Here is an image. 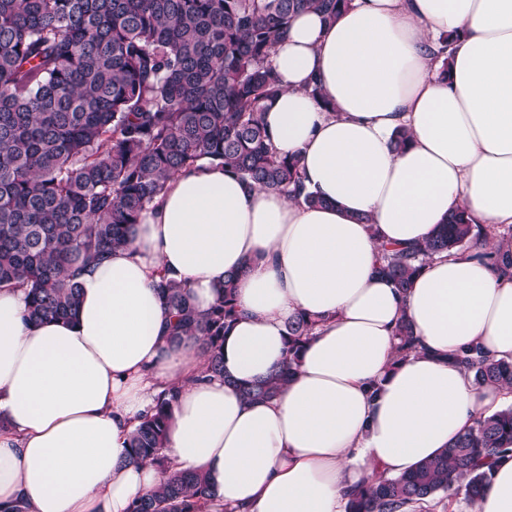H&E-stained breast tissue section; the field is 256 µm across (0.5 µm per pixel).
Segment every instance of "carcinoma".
<instances>
[{
  "instance_id": "cac0c4a2",
  "label": "carcinoma",
  "mask_w": 512,
  "mask_h": 512,
  "mask_svg": "<svg viewBox=\"0 0 512 512\" xmlns=\"http://www.w3.org/2000/svg\"><path fill=\"white\" fill-rule=\"evenodd\" d=\"M351 0H0V288L24 293L32 323L69 322L79 278L128 247L136 224L181 169L207 161L261 189L308 205L301 164L272 146L264 122L279 93L275 47L291 20L314 10L333 20ZM466 206L448 213L422 244L383 248L380 273L405 292L424 263L460 250L473 235ZM238 275L224 277L215 303L199 311L186 285L159 273L170 323L166 339L200 341L204 372L224 376V333L239 315ZM315 319H288V360L239 385L248 401L281 392ZM398 351L415 348L402 318ZM458 361L481 387L512 392V361L478 346ZM177 392L162 393L129 437V455L163 471L130 512H210L206 478L171 470L166 435ZM512 454V408L479 417L437 456L395 477L366 479L348 512L424 509L465 491L475 506L494 459Z\"/></svg>"
}]
</instances>
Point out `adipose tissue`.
Returning <instances> with one entry per match:
<instances>
[{"mask_svg": "<svg viewBox=\"0 0 512 512\" xmlns=\"http://www.w3.org/2000/svg\"><path fill=\"white\" fill-rule=\"evenodd\" d=\"M271 63L265 124L321 205L202 162L82 277L74 322L29 323L22 292L0 288V504L128 512L163 478L129 459L130 434L171 388L168 465L202 473L229 512H346L364 479L412 471L512 403L457 360L477 345L512 361V245L496 266L433 256L403 294L378 273L382 246L422 243L457 205L512 225V0H352L331 23L303 12ZM162 272L201 311L238 274L224 378L205 377L197 342L168 346ZM299 312L317 325L296 374L275 400H244L239 384L281 365ZM477 512H512V460Z\"/></svg>", "mask_w": 512, "mask_h": 512, "instance_id": "adipose-tissue-1", "label": "adipose tissue"}]
</instances>
